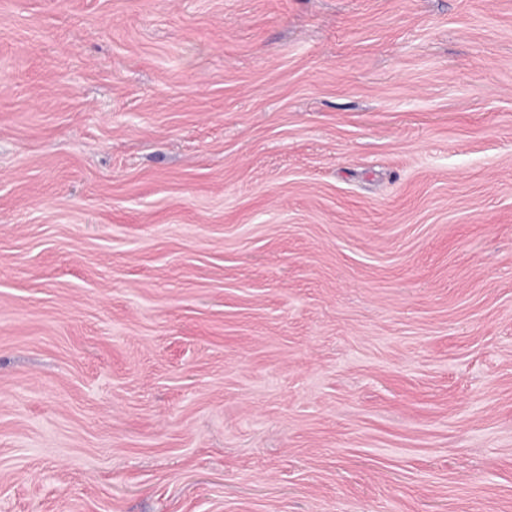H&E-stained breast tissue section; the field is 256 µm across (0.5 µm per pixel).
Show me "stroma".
<instances>
[{"label": "stroma", "mask_w": 512, "mask_h": 512, "mask_svg": "<svg viewBox=\"0 0 512 512\" xmlns=\"http://www.w3.org/2000/svg\"><path fill=\"white\" fill-rule=\"evenodd\" d=\"M0 512H512V0H0Z\"/></svg>", "instance_id": "obj_1"}]
</instances>
